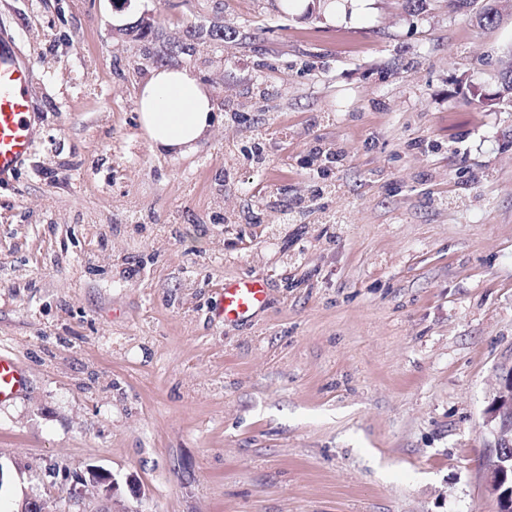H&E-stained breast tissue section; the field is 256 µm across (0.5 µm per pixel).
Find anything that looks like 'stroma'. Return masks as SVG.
<instances>
[{
    "label": "stroma",
    "instance_id": "35a3bbf8",
    "mask_svg": "<svg viewBox=\"0 0 512 512\" xmlns=\"http://www.w3.org/2000/svg\"><path fill=\"white\" fill-rule=\"evenodd\" d=\"M316 2L0 0L39 137L0 188V351L27 376L0 403V512H496L512 105L469 89L495 86L512 15ZM188 34L170 63L218 122L159 156L137 95ZM249 275L267 306L225 322L220 288ZM89 466L112 499H71ZM79 481L82 487L91 486L101 490L106 499H110L118 489V484L112 475L107 470L95 466L87 467Z\"/></svg>",
    "mask_w": 512,
    "mask_h": 512
}]
</instances>
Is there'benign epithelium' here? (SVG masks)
<instances>
[{
  "label": "benign epithelium",
  "instance_id": "benign-epithelium-1",
  "mask_svg": "<svg viewBox=\"0 0 512 512\" xmlns=\"http://www.w3.org/2000/svg\"><path fill=\"white\" fill-rule=\"evenodd\" d=\"M485 423L493 442L483 459L484 492L501 512L512 501V485H507L508 477L512 476V365L501 369ZM80 484L81 487L70 489V496L78 497L82 488L91 486L109 499L118 489L112 475L95 466L86 468Z\"/></svg>",
  "mask_w": 512,
  "mask_h": 512
}]
</instances>
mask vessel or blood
<instances>
[{"mask_svg": "<svg viewBox=\"0 0 512 512\" xmlns=\"http://www.w3.org/2000/svg\"><path fill=\"white\" fill-rule=\"evenodd\" d=\"M34 68L22 60L15 40L0 33V183L11 181L36 150L37 130L31 120L34 110ZM269 284L264 277L249 276L224 282L221 304L224 320H247L264 308ZM26 385L23 368L9 353L0 352V402L16 398Z\"/></svg>", "mask_w": 512, "mask_h": 512, "instance_id": "obj_1", "label": "vessel or blood"}]
</instances>
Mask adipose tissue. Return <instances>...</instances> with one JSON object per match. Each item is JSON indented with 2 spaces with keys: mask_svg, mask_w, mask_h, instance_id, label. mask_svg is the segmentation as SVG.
<instances>
[{
  "mask_svg": "<svg viewBox=\"0 0 512 512\" xmlns=\"http://www.w3.org/2000/svg\"><path fill=\"white\" fill-rule=\"evenodd\" d=\"M141 126L158 154L185 156L211 133L215 106L193 69H153L138 93Z\"/></svg>",
  "mask_w": 512,
  "mask_h": 512,
  "instance_id": "1",
  "label": "adipose tissue"
}]
</instances>
